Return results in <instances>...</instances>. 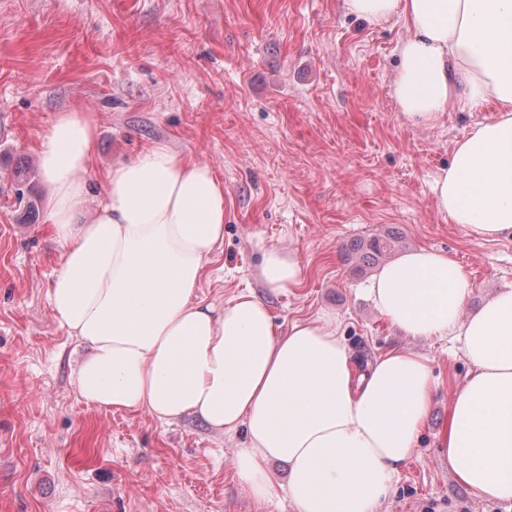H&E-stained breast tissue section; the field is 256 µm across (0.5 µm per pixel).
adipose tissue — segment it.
<instances>
[{"mask_svg":"<svg viewBox=\"0 0 512 512\" xmlns=\"http://www.w3.org/2000/svg\"><path fill=\"white\" fill-rule=\"evenodd\" d=\"M343 3L374 24L403 21L394 95L407 122L435 126L451 107L484 113L437 174L435 203L472 238H512V0ZM96 133L93 115L72 109L38 148L45 221L61 246L50 304L86 351L80 396L244 433L233 467L255 498L280 487L295 512H379L418 449L435 392L429 358L396 349L363 369L335 315L283 332L252 294L219 307L197 301L204 266L224 243L223 181L157 143L107 169L104 198L85 216ZM302 276L295 253L266 249L267 288L292 290ZM472 290L447 253L416 248L382 265L368 295L406 336L457 346L470 371L438 453L479 497L512 501V285L474 311Z\"/></svg>","mask_w":512,"mask_h":512,"instance_id":"1","label":"adipose tissue"}]
</instances>
